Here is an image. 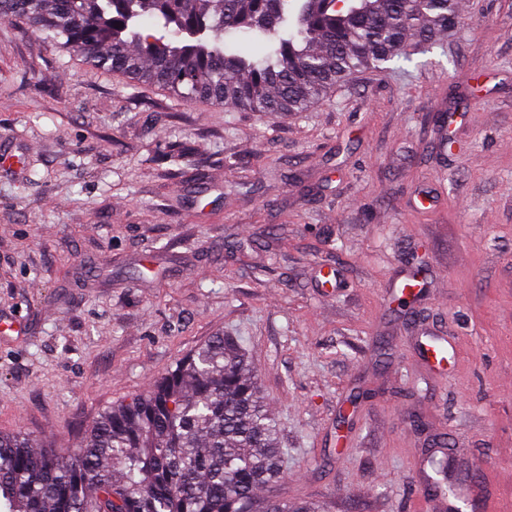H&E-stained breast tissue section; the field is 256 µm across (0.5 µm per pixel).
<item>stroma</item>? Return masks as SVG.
<instances>
[{"mask_svg":"<svg viewBox=\"0 0 512 512\" xmlns=\"http://www.w3.org/2000/svg\"><path fill=\"white\" fill-rule=\"evenodd\" d=\"M459 12L431 52L276 116L132 86L0 21V152L22 158L0 168V319L24 327L0 334V433L75 447L238 336L287 450L269 495L420 512L441 440L486 512H512V0ZM428 331L447 368L421 360Z\"/></svg>","mask_w":512,"mask_h":512,"instance_id":"obj_1","label":"stroma"}]
</instances>
